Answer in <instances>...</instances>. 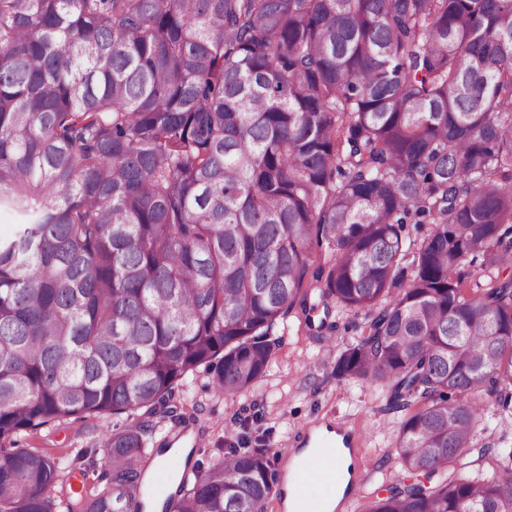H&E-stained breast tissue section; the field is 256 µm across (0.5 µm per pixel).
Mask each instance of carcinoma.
Wrapping results in <instances>:
<instances>
[{
    "mask_svg": "<svg viewBox=\"0 0 512 512\" xmlns=\"http://www.w3.org/2000/svg\"><path fill=\"white\" fill-rule=\"evenodd\" d=\"M1 210L0 512H75L19 447L70 418L109 465L82 512H144L188 377L249 396L319 307L404 412L355 512H512V0H0ZM277 457L186 465L161 512H265Z\"/></svg>",
    "mask_w": 512,
    "mask_h": 512,
    "instance_id": "1",
    "label": "carcinoma"
}]
</instances>
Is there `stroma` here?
Instances as JSON below:
<instances>
[{
    "label": "stroma",
    "instance_id": "obj_1",
    "mask_svg": "<svg viewBox=\"0 0 512 512\" xmlns=\"http://www.w3.org/2000/svg\"><path fill=\"white\" fill-rule=\"evenodd\" d=\"M365 323L361 314L339 316L335 332L321 340L292 327H276L278 363L251 395L234 402L225 400L209 376H199L190 385L185 423L162 421L158 425L160 437L169 439L171 447L193 449V461L207 467L221 461L225 448L243 437L255 448L270 440L277 451H285L298 430L333 412L347 418L361 433V467L373 475L374 488L392 483L401 475L394 450L400 413L380 411L373 384L340 380L334 374L337 355L360 339ZM94 428V420L72 419L24 436L20 445L69 458L92 450L94 464L88 477L96 481L106 470V460L96 449Z\"/></svg>",
    "mask_w": 512,
    "mask_h": 512
}]
</instances>
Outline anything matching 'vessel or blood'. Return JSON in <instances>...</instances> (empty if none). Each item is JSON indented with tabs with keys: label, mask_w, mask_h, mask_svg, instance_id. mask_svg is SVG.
<instances>
[{
	"label": "vessel or blood",
	"mask_w": 512,
	"mask_h": 512,
	"mask_svg": "<svg viewBox=\"0 0 512 512\" xmlns=\"http://www.w3.org/2000/svg\"><path fill=\"white\" fill-rule=\"evenodd\" d=\"M362 441L348 422L333 415L305 427L293 438L291 448L279 456L276 488L282 497V512H314L302 488L319 480L344 483L335 512H349L352 501L365 492L366 477L355 465L337 471L335 458L342 452L357 458Z\"/></svg>",
	"instance_id": "1"
}]
</instances>
